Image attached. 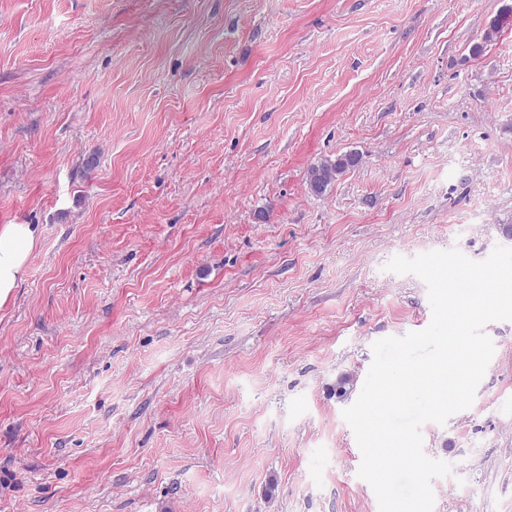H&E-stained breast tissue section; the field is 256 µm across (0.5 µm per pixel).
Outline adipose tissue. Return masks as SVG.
Returning a JSON list of instances; mask_svg holds the SVG:
<instances>
[{
    "instance_id": "1",
    "label": "adipose tissue",
    "mask_w": 512,
    "mask_h": 512,
    "mask_svg": "<svg viewBox=\"0 0 512 512\" xmlns=\"http://www.w3.org/2000/svg\"><path fill=\"white\" fill-rule=\"evenodd\" d=\"M35 245L36 231L30 225H0V306L26 275Z\"/></svg>"
}]
</instances>
